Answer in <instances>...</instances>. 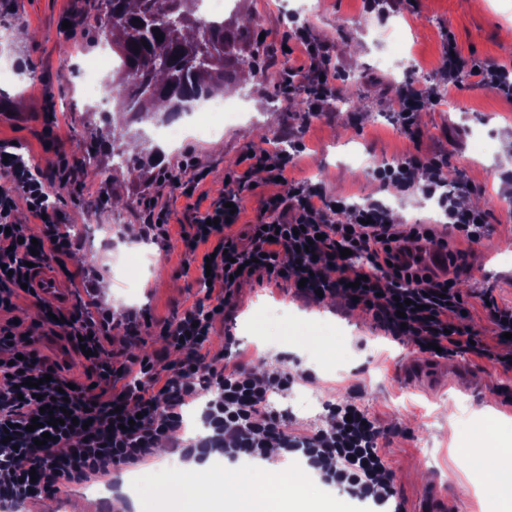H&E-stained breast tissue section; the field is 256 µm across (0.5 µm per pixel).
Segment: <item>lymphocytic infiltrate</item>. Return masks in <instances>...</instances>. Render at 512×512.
<instances>
[{
	"label": "lymphocytic infiltrate",
	"mask_w": 512,
	"mask_h": 512,
	"mask_svg": "<svg viewBox=\"0 0 512 512\" xmlns=\"http://www.w3.org/2000/svg\"><path fill=\"white\" fill-rule=\"evenodd\" d=\"M290 23L288 37L300 46L304 60L285 62L278 82L287 91L303 89L307 112L315 117L336 98L335 77L328 70L336 46L314 39L309 25L298 18ZM455 48L453 40H446L433 84L398 88L394 126L415 132L418 112L440 101L445 86L456 84L462 72L475 86L512 99V67L467 60ZM282 135L291 142L290 152L242 154L241 170L225 175L217 198L205 211H193L183 239L194 258L199 245L212 246L211 263L196 258L194 263V280L205 286L206 295L161 325V336L184 358L160 369L150 359L112 350L115 326H122L128 339L139 337V311H127L122 322H114L111 310L95 299L102 271L93 266L68 270L76 243L66 231V214L50 205L47 187L32 174L28 159L9 154L0 144V312H12L20 293L35 295L26 278L56 265L88 295L72 306L61 325L73 349L90 352L82 360L85 381L71 389L38 348L41 336L59 325L50 316L51 302L39 300L43 315L32 322L26 341L13 338L15 320L0 323V502H33L56 493L63 481L109 477L113 469L146 463L166 440L180 457L198 460L216 448L233 461L266 460L275 448L281 457H302L350 499L372 502L383 512H404L403 503L392 499V473L379 448L383 431L377 421L350 400L326 403L327 428L311 432L289 426L287 414L271 407L269 395L290 392L294 384L308 382L309 373L262 372L242 357L207 353L216 320L237 311L236 296L245 281L288 285L309 303L322 297L357 303L392 339H411L422 350L434 343L443 355L472 354L511 371L512 358L506 352L512 350V308L489 303L493 334L480 336L466 322V304L457 287L467 270L465 252L449 251L442 271L423 266L413 255L421 244L448 246L432 225L397 223L382 203L350 202L319 182H293L285 192L261 199L255 222L231 235V226L245 209V193L254 187L253 175L263 172L268 182H275L303 151L293 128ZM447 168L445 157L411 154L377 176L385 185L407 191L415 185L416 172L424 171L423 190L436 198L451 229L468 243H480L490 232L486 216L482 210L461 207L447 191ZM207 176L189 151L163 169L158 180L193 191ZM23 210L38 219V229L18 221ZM340 212L347 213V221H337ZM346 248L351 251L347 257L342 254ZM362 278L367 281L363 288L358 285ZM30 378L38 380V388L27 386ZM203 392L209 400L202 420L210 434L180 441L183 407ZM66 409L72 415L68 421L62 418ZM53 418L60 419V426H50ZM35 419L41 426L34 430L30 424ZM45 433L50 441L38 445Z\"/></svg>",
	"instance_id": "1"
}]
</instances>
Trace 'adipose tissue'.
<instances>
[{"instance_id":"obj_1","label":"adipose tissue","mask_w":512,"mask_h":512,"mask_svg":"<svg viewBox=\"0 0 512 512\" xmlns=\"http://www.w3.org/2000/svg\"><path fill=\"white\" fill-rule=\"evenodd\" d=\"M471 464L488 479L497 500L512 512V441L471 455ZM303 481L276 463L215 475L193 464L161 484H146L145 496L162 512H309Z\"/></svg>"}]
</instances>
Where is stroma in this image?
Segmentation results:
<instances>
[{"label":"stroma","instance_id":"35a3bbf8","mask_svg":"<svg viewBox=\"0 0 512 512\" xmlns=\"http://www.w3.org/2000/svg\"><path fill=\"white\" fill-rule=\"evenodd\" d=\"M302 0H228L227 10L242 7L260 34L261 81L249 82L241 91L242 110L224 123L218 135L183 132L170 151L161 153L158 168L194 150L209 175L204 187L217 192L225 174L236 169L248 147L273 146V138L288 123H297L292 103L301 90L285 92L275 78V68L288 57L285 22L295 14L309 19L312 32L336 44V84L351 93L348 108L312 120L303 132L304 163H293L289 179L322 180L335 194L353 201L381 200L403 224L434 223L442 237L451 232L435 200L421 193L402 195L385 190L371 175L372 169L396 164L409 154L448 158V177L466 183L467 194L479 198L493 231L484 246L467 249L469 267L458 288L470 305V325L490 335L493 325L479 297L490 294L499 307L512 305V156H502L500 142L512 138V100L475 87L460 78L443 99L419 114L420 134L409 137L391 124L387 103L396 84L410 80L428 83L440 65L442 41L453 36L461 55L512 66L500 36L512 26V0H418V10L405 16L378 19L364 12L362 0H314L303 10ZM86 0H19L17 10L0 15V141L22 146L42 179L54 175L58 153L75 157V138L98 145L100 175L96 180L110 193L107 207L95 199H73L63 190L55 202L74 214V229L82 235L71 266L94 264L105 271L100 298L123 309H143L151 327L133 345V352L159 365L178 363L182 355L168 349L158 334L159 325L184 307L202 298L201 286L179 275L183 245L179 236L154 243L127 234L139 224L137 206L142 196L156 193L157 183H143L130 171L113 172L108 153L111 139L101 134L111 122L110 106L85 99L81 93L84 65L107 55L119 65L111 47L75 19ZM400 34L405 63L386 71L383 58L392 56V45L379 41L377 32ZM67 70V82L58 79ZM54 113L62 142L48 144L45 113ZM363 160L365 170L354 167ZM234 316L216 323L211 351L234 339L241 352L270 368L311 371L309 391L326 400L349 398L380 423L384 436L381 452L393 472V491L406 512H429L431 493L447 503V512H496L481 472L471 467L466 449L489 448L502 440L503 429L512 430V372H502L491 362L468 354L455 356L459 376L446 389L429 390L412 381L406 367L429 362L411 340L395 342L385 337L371 316L350 309L338 299L306 305L275 287L244 284ZM317 327L335 336L336 351L322 359L314 349L295 342L296 331ZM182 466L177 454L157 455L145 465L125 467L114 474L108 496L97 493L96 482L62 483L50 502L32 504V512H77L90 506L111 512V501L120 497L138 503L140 493L128 490L129 480L143 482L150 472H174Z\"/></svg>","mask_w":512,"mask_h":512}]
</instances>
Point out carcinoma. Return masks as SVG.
<instances>
[{"label":"carcinoma","instance_id":"1","mask_svg":"<svg viewBox=\"0 0 512 512\" xmlns=\"http://www.w3.org/2000/svg\"><path fill=\"white\" fill-rule=\"evenodd\" d=\"M201 0H93L88 24L112 44L120 65L112 78V171L129 167L126 142L150 141L137 125L164 124L218 92L234 94L238 75L261 74L246 19L233 11L210 21ZM164 34L156 40L154 30ZM147 41L142 45L141 41Z\"/></svg>","mask_w":512,"mask_h":512}]
</instances>
